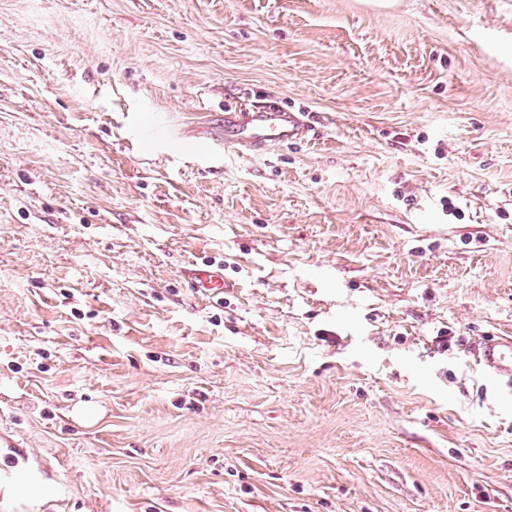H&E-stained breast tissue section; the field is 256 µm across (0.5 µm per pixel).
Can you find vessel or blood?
Segmentation results:
<instances>
[{"label": "vessel or blood", "instance_id": "vessel-or-blood-1", "mask_svg": "<svg viewBox=\"0 0 512 512\" xmlns=\"http://www.w3.org/2000/svg\"><path fill=\"white\" fill-rule=\"evenodd\" d=\"M308 133L309 125L302 113L271 107L258 112L225 113L224 127L212 139L227 149L246 145L268 155L276 147L306 139ZM184 279L194 292L211 298L223 297L228 286L219 263L189 265ZM471 352L499 382L512 386V336L475 343ZM14 484V474L0 468V512H28L30 504L15 494Z\"/></svg>", "mask_w": 512, "mask_h": 512}]
</instances>
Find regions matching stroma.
<instances>
[{
	"label": "stroma",
	"mask_w": 512,
	"mask_h": 512,
	"mask_svg": "<svg viewBox=\"0 0 512 512\" xmlns=\"http://www.w3.org/2000/svg\"><path fill=\"white\" fill-rule=\"evenodd\" d=\"M268 100L313 138L212 149ZM503 335L512 0H0L20 497L512 512V395L465 351ZM184 279L194 292L210 298H223L224 288L232 287L224 280V266L219 263L191 264L185 269Z\"/></svg>",
	"instance_id": "35a3bbf8"
}]
</instances>
